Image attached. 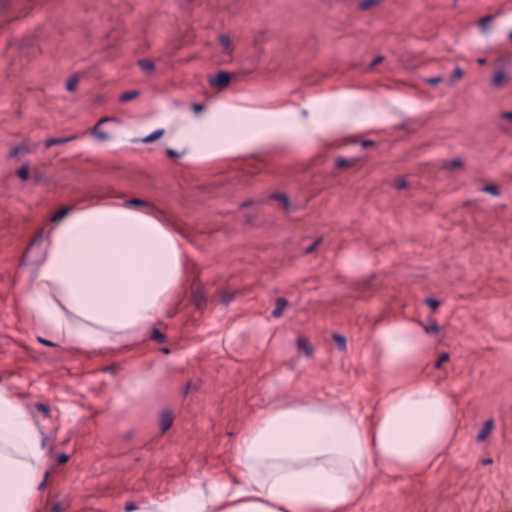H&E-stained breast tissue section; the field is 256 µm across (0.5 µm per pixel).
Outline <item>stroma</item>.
I'll return each instance as SVG.
<instances>
[{"label": "stroma", "instance_id": "1", "mask_svg": "<svg viewBox=\"0 0 512 512\" xmlns=\"http://www.w3.org/2000/svg\"><path fill=\"white\" fill-rule=\"evenodd\" d=\"M324 97L392 120L221 163L174 143L222 100ZM110 195L165 215L190 256L151 340L186 377L120 448L111 357L42 344L12 298L35 225ZM404 313L437 340L460 438L425 481L376 477L354 512H512V0H0V381L47 431L50 512L231 468L284 386L368 407L367 329Z\"/></svg>", "mask_w": 512, "mask_h": 512}]
</instances>
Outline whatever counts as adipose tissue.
Returning <instances> with one entry per match:
<instances>
[{
	"mask_svg": "<svg viewBox=\"0 0 512 512\" xmlns=\"http://www.w3.org/2000/svg\"><path fill=\"white\" fill-rule=\"evenodd\" d=\"M228 112L238 116L230 136ZM389 120L386 112H336L328 101L274 110L220 103L183 137L184 159L213 163L299 142L317 148L340 131ZM188 266L174 225L118 199L70 202L35 231L34 250L15 279L16 310L42 343L112 357L113 429L124 427L126 405L151 414L184 375L180 364L150 349L149 336L184 293ZM435 351L417 316L372 322L364 358L380 391L369 409L326 396L270 400L241 429L231 470L187 478L132 512H353L375 476L428 478L456 447L461 428L457 396L430 377ZM48 455L43 429L0 383V512H48Z\"/></svg>",
	"mask_w": 512,
	"mask_h": 512,
	"instance_id": "adipose-tissue-1",
	"label": "adipose tissue"
}]
</instances>
